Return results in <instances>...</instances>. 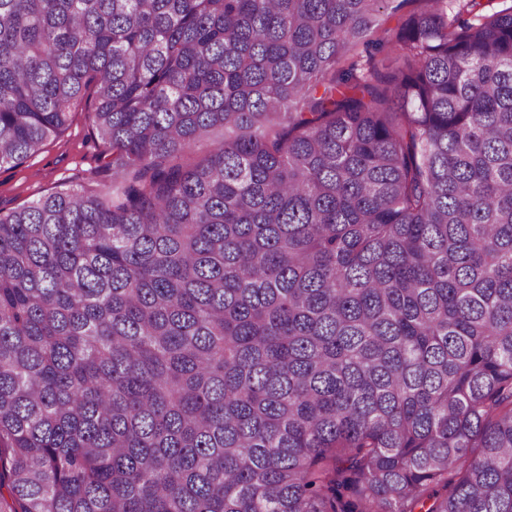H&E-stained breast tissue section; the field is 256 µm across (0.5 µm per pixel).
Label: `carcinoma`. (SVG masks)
Here are the masks:
<instances>
[{"instance_id":"carcinoma-1","label":"carcinoma","mask_w":512,"mask_h":512,"mask_svg":"<svg viewBox=\"0 0 512 512\" xmlns=\"http://www.w3.org/2000/svg\"><path fill=\"white\" fill-rule=\"evenodd\" d=\"M82 107L112 189L0 210V512H512V0H0V167Z\"/></svg>"}]
</instances>
